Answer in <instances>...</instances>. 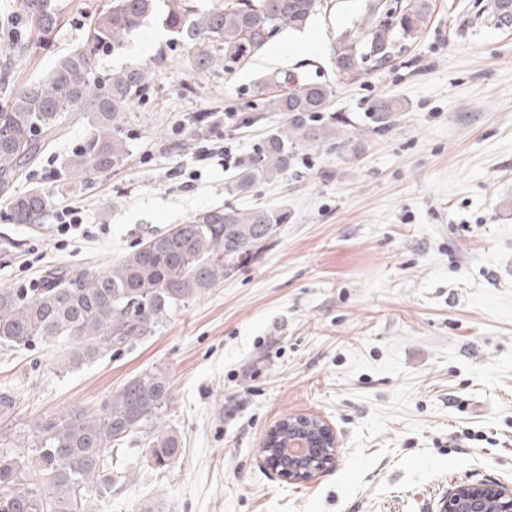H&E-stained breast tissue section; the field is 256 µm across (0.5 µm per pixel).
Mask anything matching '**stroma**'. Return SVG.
<instances>
[{
  "label": "stroma",
  "mask_w": 512,
  "mask_h": 512,
  "mask_svg": "<svg viewBox=\"0 0 512 512\" xmlns=\"http://www.w3.org/2000/svg\"><path fill=\"white\" fill-rule=\"evenodd\" d=\"M53 45L18 56L0 33V102L78 41L102 0H58ZM493 0H433L413 42L352 83L336 79L330 46L367 0H326L304 30L273 39L232 71L200 72L190 48L153 20L103 69L152 62L132 108L131 152L112 174L58 187L85 137L74 124L15 185L51 196L35 225L0 220V288L42 285L48 267L111 266L142 240L224 204L288 208L259 261L197 297L153 336L71 366L73 343L0 347V444L31 448L36 426L102 407L144 371L164 373L173 402L161 422L117 445V477L95 512H439L463 483L512 487V26ZM279 71L324 82L330 110L353 129L305 146L284 176L243 196L227 183L282 123L256 89ZM380 96L399 110L384 131L362 129ZM221 121L207 140L200 112ZM79 208L83 227L56 231ZM296 414L324 418L335 465L282 480L262 444ZM175 432L169 468L149 441Z\"/></svg>",
  "instance_id": "1"
}]
</instances>
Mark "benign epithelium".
Segmentation results:
<instances>
[{
    "mask_svg": "<svg viewBox=\"0 0 512 512\" xmlns=\"http://www.w3.org/2000/svg\"><path fill=\"white\" fill-rule=\"evenodd\" d=\"M288 435L304 444L303 454L288 457L285 481L307 480L334 461L336 438L324 420L300 414L288 419ZM493 498L500 512H512V488L501 485L466 484L456 487L444 505V512H483L484 501Z\"/></svg>",
    "mask_w": 512,
    "mask_h": 512,
    "instance_id": "7a95c632",
    "label": "benign epithelium"
}]
</instances>
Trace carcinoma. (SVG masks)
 <instances>
[{
	"instance_id": "1",
	"label": "carcinoma",
	"mask_w": 512,
	"mask_h": 512,
	"mask_svg": "<svg viewBox=\"0 0 512 512\" xmlns=\"http://www.w3.org/2000/svg\"><path fill=\"white\" fill-rule=\"evenodd\" d=\"M325 8L324 0H232L205 12L194 0H103L89 16L85 34L72 50L38 79L11 93L0 106V196L10 224H38L50 195L32 188L12 192L14 183L37 166L62 139L70 124L86 122V138L57 174L62 185L88 183L120 165L130 152L125 133L130 107L143 98L152 66L134 65L103 73L102 61L120 55L152 19L193 49L199 71L230 69L258 54L283 30L300 31ZM432 0H369L353 28L336 37L332 58L340 78L358 77L361 63L383 66L418 37ZM493 16L512 24V0H493ZM64 25L58 0H21L20 14L5 27L10 48L21 54L46 47ZM33 32L30 42L25 33ZM272 92L257 88L264 107L283 115L248 163L228 183L248 193L259 180L288 171L300 146L336 137L345 122L328 112L333 89L293 74L271 76ZM395 116L394 103L380 97L366 120L384 130ZM287 208L212 207L186 224L148 238L106 269L78 266L50 270L32 293L0 288V345L26 346L60 337L76 345L77 357L93 359L114 347L154 335L156 329L200 294L255 263L288 223ZM173 396L166 376L143 372L127 381L100 410L72 409L37 426L36 448L19 455L0 449V512H92L91 499L112 487L104 468L112 442L162 418ZM288 439L277 431L267 461L281 471L288 458L274 449ZM181 454L175 435L156 436L148 459L157 470Z\"/></svg>"
}]
</instances>
